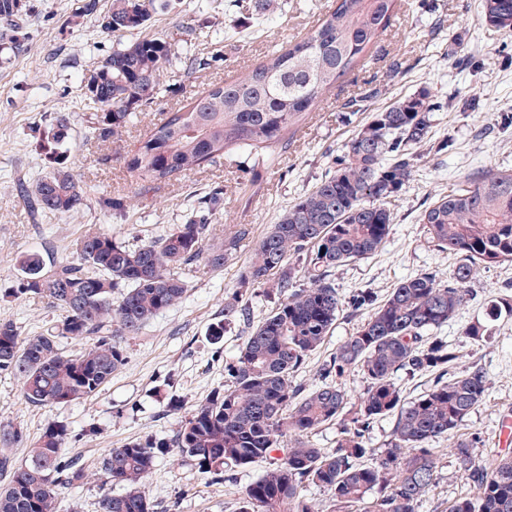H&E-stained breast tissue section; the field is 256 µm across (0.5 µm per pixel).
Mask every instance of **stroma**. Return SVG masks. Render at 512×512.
I'll list each match as a JSON object with an SVG mask.
<instances>
[{"instance_id":"stroma-1","label":"stroma","mask_w":512,"mask_h":512,"mask_svg":"<svg viewBox=\"0 0 512 512\" xmlns=\"http://www.w3.org/2000/svg\"><path fill=\"white\" fill-rule=\"evenodd\" d=\"M180 0L156 14L149 34L168 39L177 53L164 71V91L148 111L139 113L117 138L97 139L80 84L95 63L130 34L104 32L96 17L80 16L82 0H28L30 25L24 53L0 62V322L10 321L22 336L47 332L61 310L37 296H17L22 254L39 253L46 264L71 256L72 241L88 232L144 243L185 223L199 197L223 191L221 206L210 215L206 251L221 248L239 225L251 234L223 266L200 260L182 268L188 284L182 301L122 340L123 367L98 394L63 406L35 407L25 401L17 381L0 372V421L20 427L24 439L11 449L24 461L48 425L69 432L66 457L98 469L109 449L134 439L173 437L182 420L224 383V362L242 341L241 327L225 325L221 341L210 333L224 317V301L240 295L251 321L278 303L277 295L243 283L242 273L259 240L298 197L332 169V159L370 113L400 97L423 90L445 102L435 113L432 139L451 140L444 153L419 150L410 183L391 204L395 220L378 255L337 268L342 295L371 289L385 295L400 280L437 271L447 273L452 255L429 243L419 218L422 210L446 195L449 186L481 169L512 170V35L488 26L481 0H397L391 25L351 75L322 97L285 148L265 164L246 171L240 150L216 164L172 182L147 183L130 173L125 159L154 125L206 91L212 84L240 78L273 51L300 40L317 25L332 0ZM198 59L191 67L187 58ZM479 107L461 111L460 94ZM365 94L364 110L348 115L346 103ZM69 119L68 166L91 200L73 217L36 216L19 200L18 182H31L50 170L36 149L38 131L57 115ZM123 198L120 212L103 210L99 197ZM472 295L455 321L441 330L458 346L464 361L481 363L490 388L461 432L477 436V452L500 455L496 436L501 418L512 411V319L488 320L492 300L512 296V263L479 269ZM485 322L489 342L474 343L461 330ZM452 439L433 444L440 460L433 490L418 512H443L467 487L451 464ZM262 465L240 468L224 480L200 473L193 462L161 459L143 485L155 512H236L240 491L262 472Z\"/></svg>"}]
</instances>
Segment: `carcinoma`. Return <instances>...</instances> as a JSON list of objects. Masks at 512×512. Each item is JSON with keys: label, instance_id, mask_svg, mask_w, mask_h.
Masks as SVG:
<instances>
[{"label": "carcinoma", "instance_id": "carcinoma-1", "mask_svg": "<svg viewBox=\"0 0 512 512\" xmlns=\"http://www.w3.org/2000/svg\"><path fill=\"white\" fill-rule=\"evenodd\" d=\"M171 2L83 0L81 15L98 17L108 33H131ZM395 2L334 0L306 37L169 113L126 158L127 169L143 181L166 182L233 147L264 157L326 90L355 71L390 27ZM482 12L487 24L512 33V0H482ZM28 17L27 0H0V40L13 53L25 50ZM174 55L166 39L145 35L99 60L81 81L93 134L114 138L152 105ZM441 108L422 91L372 113L343 144L334 170L282 213L242 275L281 296L280 303L247 323L237 353L224 363V387L196 405L173 437L133 440L109 452L98 480L123 492L104 496L101 512H154L141 487L166 457L187 458L216 476L269 463L241 492L237 512H319L306 495L309 486L332 494V512H417L438 475L430 443L457 436L489 389L484 368L460 367V352L434 332L465 307L479 267L512 262V170L469 173L422 212L430 242L456 258L448 276H410L381 301L368 289L341 296L332 276L384 248L394 223L391 198L410 182L417 150L431 143L432 116ZM68 137L64 115L39 130L36 148L52 170L16 188L33 212L70 216L87 206L88 192L67 166ZM221 200V190H213L186 223L135 247L95 232L78 237L71 259L58 265H46L38 253L20 257L15 292L45 298L63 312L50 331L24 339L14 323H0V371L18 380L29 404L65 405L97 394L124 364L121 339L186 294L177 270L204 255L218 267L237 251L249 234L245 227L205 253L208 213ZM345 309L362 321L319 365L315 382H296ZM487 316L512 318V299L492 302ZM247 317L238 297H230L212 336L222 339L224 325ZM60 337L92 344L67 354ZM355 372L367 387L353 404L342 380ZM403 375L436 381L409 401L399 384ZM383 417L393 418L387 446L372 448L366 433ZM333 422L340 423L334 448L317 447L312 436ZM22 440L20 428L0 422V512H60L58 488L87 479L82 465L65 459L66 426L46 428L18 465L8 449ZM474 448L458 436L449 450L470 491L448 502L446 512H512V455L484 459Z\"/></svg>", "mask_w": 512, "mask_h": 512}]
</instances>
